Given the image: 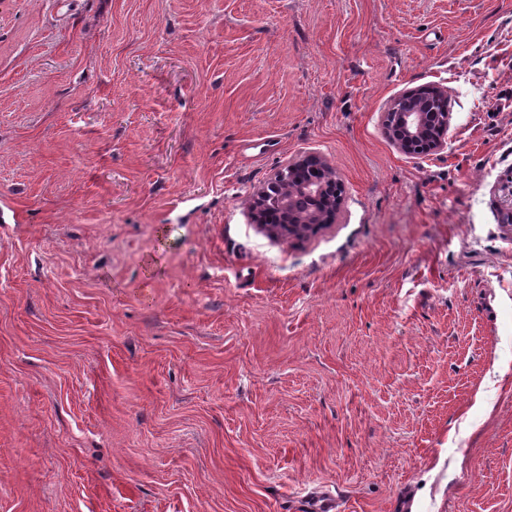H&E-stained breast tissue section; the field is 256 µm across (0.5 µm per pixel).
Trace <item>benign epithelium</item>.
<instances>
[{"label":"benign epithelium","instance_id":"obj_1","mask_svg":"<svg viewBox=\"0 0 512 512\" xmlns=\"http://www.w3.org/2000/svg\"><path fill=\"white\" fill-rule=\"evenodd\" d=\"M447 89L421 85L397 97L383 113L386 137L402 152L428 155L447 148L451 112L447 108ZM301 160L289 165L290 171L301 170L302 176L289 180L278 203L280 223H264L267 189L257 190L249 201V216L273 237L286 236L292 230L299 234L318 229L336 219L343 202L344 185L331 178L333 169L321 158Z\"/></svg>","mask_w":512,"mask_h":512}]
</instances>
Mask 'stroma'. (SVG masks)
<instances>
[{
	"label": "stroma",
	"mask_w": 512,
	"mask_h": 512,
	"mask_svg": "<svg viewBox=\"0 0 512 512\" xmlns=\"http://www.w3.org/2000/svg\"><path fill=\"white\" fill-rule=\"evenodd\" d=\"M511 185L512 0H0V512H512ZM447 103V89L435 84L404 92L383 114L386 137L406 154L428 155L444 150L451 119ZM437 106H441L442 112H438ZM311 161L315 164L307 166ZM300 168L302 176L290 179L282 189L278 203V216L282 224H264L266 216L267 187L257 190L249 201V216L253 224L267 231L273 237L288 236V229L302 234L308 227L316 230L326 224H332L343 202L344 185L342 180L326 178L324 174L335 173L321 158L293 162L289 165L291 172ZM289 169L283 173L290 176ZM304 194L315 204L305 210H299L294 205L295 197Z\"/></svg>",
	"instance_id": "35a3bbf8"
}]
</instances>
